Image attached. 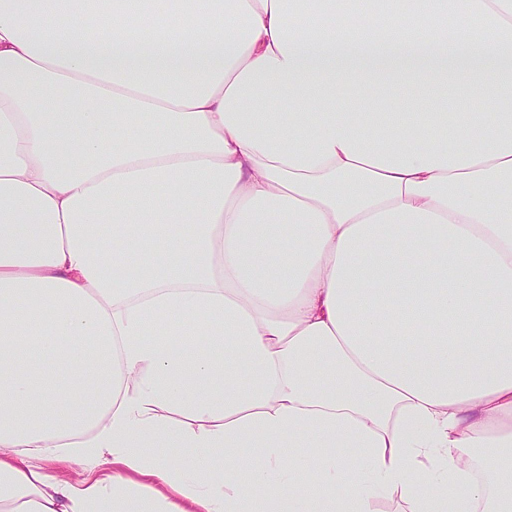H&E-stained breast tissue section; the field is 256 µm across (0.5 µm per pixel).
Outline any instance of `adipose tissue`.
<instances>
[{
    "label": "adipose tissue",
    "instance_id": "adipose-tissue-1",
    "mask_svg": "<svg viewBox=\"0 0 512 512\" xmlns=\"http://www.w3.org/2000/svg\"><path fill=\"white\" fill-rule=\"evenodd\" d=\"M506 34L0 0V512H512Z\"/></svg>",
    "mask_w": 512,
    "mask_h": 512
}]
</instances>
